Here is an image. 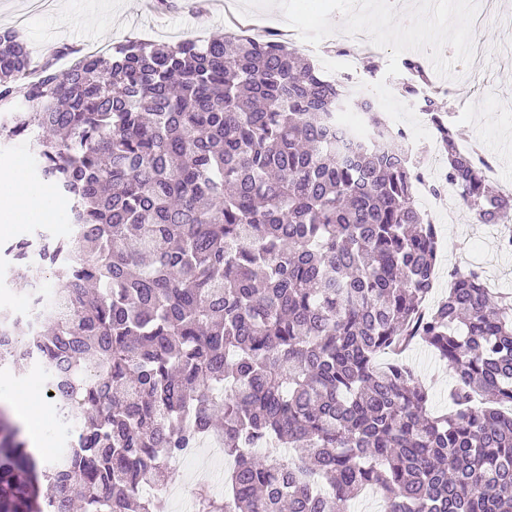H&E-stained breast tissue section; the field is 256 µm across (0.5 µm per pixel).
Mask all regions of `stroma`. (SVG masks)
I'll use <instances>...</instances> for the list:
<instances>
[{
	"instance_id": "stroma-1",
	"label": "stroma",
	"mask_w": 512,
	"mask_h": 512,
	"mask_svg": "<svg viewBox=\"0 0 512 512\" xmlns=\"http://www.w3.org/2000/svg\"><path fill=\"white\" fill-rule=\"evenodd\" d=\"M178 7L160 14L142 11L138 0H50L40 11L32 0H0V28L19 26L34 53L65 44L86 54L112 48L129 38L144 36L159 42L209 39L229 31L228 9L239 0H177ZM481 64L451 80L432 75V88L443 102L444 116L457 132L460 147L481 144L493 159L501 182L512 184V9L478 13L473 27ZM442 251L430 297L438 302L448 292V270L478 265L491 288L512 295V255L499 253L498 224H478L465 214L437 225ZM403 359L432 389L431 410L448 411V391L455 373L427 347L417 344ZM28 390L43 416L41 454L54 458L63 440L52 422L46 387L33 372L0 374V394Z\"/></svg>"
}]
</instances>
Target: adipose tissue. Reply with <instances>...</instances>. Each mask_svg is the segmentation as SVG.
<instances>
[{"label":"adipose tissue","instance_id":"obj_1","mask_svg":"<svg viewBox=\"0 0 512 512\" xmlns=\"http://www.w3.org/2000/svg\"><path fill=\"white\" fill-rule=\"evenodd\" d=\"M47 189L31 185L19 167H0V236H12L17 224L48 215Z\"/></svg>","mask_w":512,"mask_h":512}]
</instances>
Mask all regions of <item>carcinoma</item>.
Returning a JSON list of instances; mask_svg holds the SVG:
<instances>
[{"label":"carcinoma","instance_id":"obj_1","mask_svg":"<svg viewBox=\"0 0 512 512\" xmlns=\"http://www.w3.org/2000/svg\"><path fill=\"white\" fill-rule=\"evenodd\" d=\"M73 53L29 82L0 32V141L29 145L71 224L4 249L55 309L0 310V371L38 367L67 433L44 463L0 405V512H163L169 458L213 436L235 464L198 512H348L367 486L382 512H512V296L471 267L428 305L441 242L403 134L275 34L130 38L58 70ZM356 99L383 143L338 134ZM421 102L470 217L509 222ZM415 343L457 376L447 414L376 362Z\"/></svg>","mask_w":512,"mask_h":512}]
</instances>
